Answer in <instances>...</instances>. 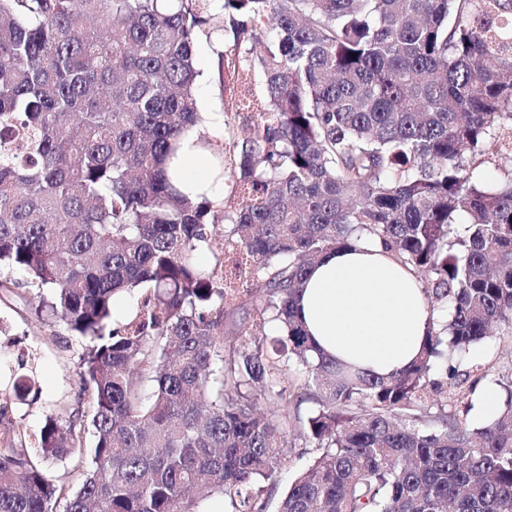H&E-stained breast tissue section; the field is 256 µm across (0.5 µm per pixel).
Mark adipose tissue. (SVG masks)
<instances>
[{
	"label": "adipose tissue",
	"mask_w": 512,
	"mask_h": 512,
	"mask_svg": "<svg viewBox=\"0 0 512 512\" xmlns=\"http://www.w3.org/2000/svg\"><path fill=\"white\" fill-rule=\"evenodd\" d=\"M183 192L214 198L223 180L196 130L180 137L170 165ZM296 311L315 345L339 362L380 376L407 368L436 328L419 279L377 242L324 255L307 272Z\"/></svg>",
	"instance_id": "adipose-tissue-1"
}]
</instances>
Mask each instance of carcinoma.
<instances>
[{
  "mask_svg": "<svg viewBox=\"0 0 512 512\" xmlns=\"http://www.w3.org/2000/svg\"><path fill=\"white\" fill-rule=\"evenodd\" d=\"M169 2L0 0V271L88 340L89 405L47 418L40 462L4 430L0 512H200L214 495L266 512L298 425L316 453L277 512H512V380L482 427L429 407L512 330V0ZM217 28L226 108L248 113L220 149L195 94V44ZM192 127L223 170L219 212L167 171ZM362 240L452 306L391 377L339 367L295 312L307 269ZM291 364L317 404L304 419L278 388ZM88 428L72 492L44 462Z\"/></svg>",
  "mask_w": 512,
  "mask_h": 512,
  "instance_id": "cac0c4a2",
  "label": "carcinoma"
}]
</instances>
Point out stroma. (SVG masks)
Listing matches in <instances>:
<instances>
[{"label":"stroma","mask_w":512,"mask_h":512,"mask_svg":"<svg viewBox=\"0 0 512 512\" xmlns=\"http://www.w3.org/2000/svg\"><path fill=\"white\" fill-rule=\"evenodd\" d=\"M222 33L199 40L195 53L202 75L197 96L201 112L207 116L214 144L239 134L242 119L225 111L216 61L222 45ZM83 343L79 337L53 322L37 318L27 304L11 293L0 292V389L5 388L19 368L32 371L41 388L40 399L33 404L10 400L0 410L14 431L20 432L26 445L36 447L40 430L49 414L67 416L76 407L83 390L79 358ZM471 357L479 364L478 386L495 384L512 375V331L498 328L492 341L473 346Z\"/></svg>","instance_id":"obj_1"}]
</instances>
